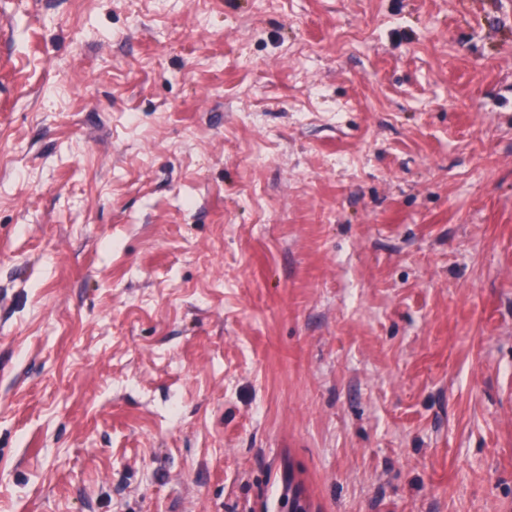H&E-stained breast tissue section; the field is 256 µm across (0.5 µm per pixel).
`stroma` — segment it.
Masks as SVG:
<instances>
[{"mask_svg": "<svg viewBox=\"0 0 512 512\" xmlns=\"http://www.w3.org/2000/svg\"><path fill=\"white\" fill-rule=\"evenodd\" d=\"M293 501L512 512V0H0V512Z\"/></svg>", "mask_w": 512, "mask_h": 512, "instance_id": "1", "label": "stroma"}]
</instances>
